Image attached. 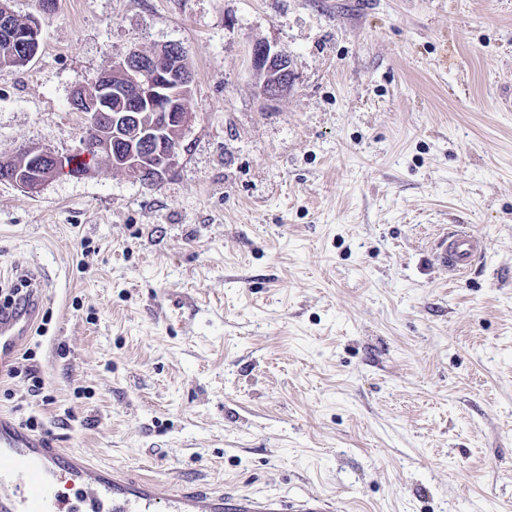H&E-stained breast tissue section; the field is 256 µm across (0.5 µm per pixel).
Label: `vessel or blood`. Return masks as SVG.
I'll use <instances>...</instances> for the list:
<instances>
[{
    "instance_id": "b4317fda",
    "label": "vessel or blood",
    "mask_w": 512,
    "mask_h": 512,
    "mask_svg": "<svg viewBox=\"0 0 512 512\" xmlns=\"http://www.w3.org/2000/svg\"><path fill=\"white\" fill-rule=\"evenodd\" d=\"M486 250L468 225L445 231L434 260L457 278L469 274ZM40 313L38 297L0 309V360L12 357ZM335 500L309 493L296 499L253 498L182 488L108 471L57 448L45 435L0 414V512H338Z\"/></svg>"
}]
</instances>
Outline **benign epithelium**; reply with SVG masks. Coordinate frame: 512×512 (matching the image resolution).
<instances>
[{"label": "benign epithelium", "instance_id": "benign-epithelium-1", "mask_svg": "<svg viewBox=\"0 0 512 512\" xmlns=\"http://www.w3.org/2000/svg\"><path fill=\"white\" fill-rule=\"evenodd\" d=\"M282 50L267 43H253L249 55L252 69L263 75L274 65H281ZM283 66V65H281ZM279 82L267 87L269 99L280 98L290 91L293 73L285 65L280 71ZM112 82L101 86L95 95L77 100L79 111L87 118L79 151L83 153L88 168L112 164L113 156L120 151L124 163L120 171L133 180L142 178L150 171V180L159 184L174 167L177 152L164 134L149 136L144 127V115L148 112L165 113L167 129L183 132L194 120L187 104L186 92L191 73L181 48L170 44L147 54L138 49L129 50L123 59L112 64ZM119 112L129 119L130 134L122 137L128 148L119 147L112 137L113 113ZM156 157V166L146 164L145 158ZM61 171L58 156L51 151L35 152L27 161L18 164L9 160L0 162V179L19 188L37 193L43 185Z\"/></svg>", "mask_w": 512, "mask_h": 512}]
</instances>
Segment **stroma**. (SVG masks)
<instances>
[{"label":"stroma","instance_id":"35a3bbf8","mask_svg":"<svg viewBox=\"0 0 512 512\" xmlns=\"http://www.w3.org/2000/svg\"><path fill=\"white\" fill-rule=\"evenodd\" d=\"M40 25L0 72V160L75 153L72 91L134 46L183 48L195 119L156 186L0 182V287L52 314L50 402L0 366V412L167 488L512 512V0H58ZM453 224L487 244L458 280L431 257ZM281 61L282 50L263 42L253 43L249 55V63L258 75H264L273 65L283 68L280 71L281 77L279 82L267 87L264 93L267 99L280 98L286 95L292 87L294 78L290 63L289 66L287 63H285V66H282Z\"/></svg>","mask_w":512,"mask_h":512}]
</instances>
